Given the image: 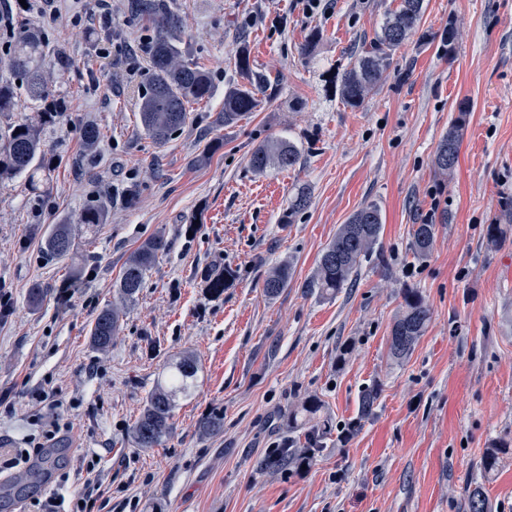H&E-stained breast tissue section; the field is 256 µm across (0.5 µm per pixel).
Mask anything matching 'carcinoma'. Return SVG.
I'll return each mask as SVG.
<instances>
[{
    "label": "carcinoma",
    "instance_id": "1",
    "mask_svg": "<svg viewBox=\"0 0 512 512\" xmlns=\"http://www.w3.org/2000/svg\"><path fill=\"white\" fill-rule=\"evenodd\" d=\"M424 0H400L399 6L388 12L380 34L361 50L353 65L342 74H331L328 87L339 89L342 100L350 106H360L371 91L387 78L391 52L416 34L423 14ZM130 17L146 32L145 51L151 61L146 83L140 94L139 119L144 134L156 143H165L179 132L188 119L187 104L206 99L212 94L211 73L199 63L185 59L179 37L181 20L170 0H130ZM5 52L0 56V68L10 72L15 81L0 82V183L16 176L25 177L33 192L41 191L48 181L52 165L46 163L43 150L44 132L53 126L59 116L57 109H44L33 118L11 120L16 109L17 90L24 87L34 101L43 102L51 95L49 73L44 61L53 56L59 72L71 68L67 52L50 48L42 32L17 29L12 22L0 24ZM236 67L246 79V84L229 88L224 93V110L220 113L222 125L233 124L253 111L258 95L270 88L267 76L253 69L249 54L242 49L236 58ZM470 109L469 102L459 103L457 116L448 126L436 149L433 165L441 175L450 174L459 157L461 131ZM100 131L96 124L86 123L80 128L83 154L94 156ZM300 160L298 147L285 140H272L253 150L250 165L257 172L274 166L280 169L295 167ZM310 203V193L301 187L288 202L283 223H290L293 216L305 210ZM109 204L105 198L94 197L83 207L77 223L104 224L108 218ZM382 227L379 208L368 204L356 211L347 223L341 225L336 238L322 253L316 271L306 287L322 294L333 295L346 287L361 263L372 257ZM436 225L422 223L413 230L415 253L425 256L433 246ZM512 236V224H490L487 239L497 244ZM74 234L71 222L60 219L52 225L44 237L47 255L53 258L67 256L72 249ZM166 241L160 235L153 236L139 246L126 260L119 281V293L123 300L132 302L143 288L147 271L158 253L165 251ZM290 266L282 263L273 268L263 282L268 297L279 295L288 287ZM234 275L229 271L206 276V288L210 295L220 296L229 287ZM430 320V309L415 288L403 292V311L390 331V354L401 361L413 350L423 336ZM120 313L116 308H105L96 317L90 339L94 347L106 350L119 335ZM198 367L195 359L184 355L171 362L165 374L148 395L143 413L133 426L132 434L137 447L155 448L171 433L172 416L176 398L188 397L195 388ZM322 401L308 397L301 408L288 413V431L303 425L307 448L301 453L284 443L271 449L256 460L258 471H285L288 467L303 465L313 460L321 450L329 423L320 418ZM509 443L502 440L487 449L479 463L483 475L489 476L501 466ZM468 512H488L486 500L479 487L467 490Z\"/></svg>",
    "mask_w": 512,
    "mask_h": 512
}]
</instances>
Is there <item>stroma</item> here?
<instances>
[{
	"instance_id": "obj_1",
	"label": "stroma",
	"mask_w": 512,
	"mask_h": 512,
	"mask_svg": "<svg viewBox=\"0 0 512 512\" xmlns=\"http://www.w3.org/2000/svg\"><path fill=\"white\" fill-rule=\"evenodd\" d=\"M305 17L296 0H174L182 48L212 73L209 99L158 144L138 121L150 61L128 0L110 26L99 18L41 24L74 67L53 93L64 114L45 138L50 184L34 197L24 179L0 183V287L12 311L0 319V446L40 435L32 395L51 391L71 422L48 475L9 470L0 512L90 483L108 512H468L481 486L490 512H512V452L483 476L492 442L512 440V238L488 243L512 200V0H424L418 32L395 49L386 80L359 107L325 86L379 32L400 0H323ZM459 36L442 47L447 27ZM316 45H309L311 34ZM246 50L271 87L237 124L220 125L224 92L243 83ZM471 100L450 177L434 169L437 146L462 100ZM101 132L93 165L81 162L78 124ZM292 140L300 161L256 173L252 150ZM138 183L135 208L114 205L105 224L77 218L90 193ZM311 193L291 223L281 218L298 187ZM373 203L382 214L379 258L362 262L336 295L308 292L318 259L342 224ZM75 221V247L48 257L45 233ZM431 222V251L417 257L412 228ZM163 235L165 252L128 303L122 331L101 351L90 342L96 315L115 300L128 256ZM291 280L275 298L263 280L281 263ZM232 270L210 297L208 273ZM46 289L33 308L28 291ZM416 288L431 319L412 353L392 359L390 329L404 289ZM197 362V388L179 400L162 445L139 448L132 426L168 363ZM378 387L374 413L359 396ZM323 403L330 434L307 468L257 472L268 448L288 437L289 410ZM224 427L206 433L208 416ZM94 454L93 473L76 474Z\"/></svg>"
}]
</instances>
